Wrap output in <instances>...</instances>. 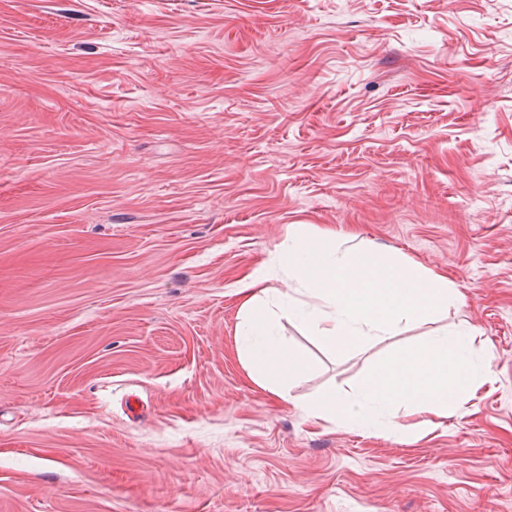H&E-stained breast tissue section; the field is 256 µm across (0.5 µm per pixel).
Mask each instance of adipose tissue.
<instances>
[{"mask_svg": "<svg viewBox=\"0 0 512 512\" xmlns=\"http://www.w3.org/2000/svg\"><path fill=\"white\" fill-rule=\"evenodd\" d=\"M283 265L297 283L293 291L270 287L264 270L247 274L237 290L245 367L255 384L274 392L284 378L310 368L283 344L279 320L307 324L329 351L342 353L365 339L396 335L401 324L433 320L458 295L447 275L362 243L346 244L306 224L289 230ZM490 375L489 365L475 363L467 332L455 330L398 350L352 395L327 392L303 409L311 419L351 428L424 433L474 397Z\"/></svg>", "mask_w": 512, "mask_h": 512, "instance_id": "obj_1", "label": "adipose tissue"}]
</instances>
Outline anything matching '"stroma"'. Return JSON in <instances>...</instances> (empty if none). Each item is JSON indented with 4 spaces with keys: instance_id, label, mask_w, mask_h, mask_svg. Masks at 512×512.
Wrapping results in <instances>:
<instances>
[{
    "instance_id": "35a3bbf8",
    "label": "stroma",
    "mask_w": 512,
    "mask_h": 512,
    "mask_svg": "<svg viewBox=\"0 0 512 512\" xmlns=\"http://www.w3.org/2000/svg\"><path fill=\"white\" fill-rule=\"evenodd\" d=\"M292 224L447 274L283 395L238 355ZM464 325L493 381L385 438L295 406ZM0 512H512V0H0Z\"/></svg>"
}]
</instances>
